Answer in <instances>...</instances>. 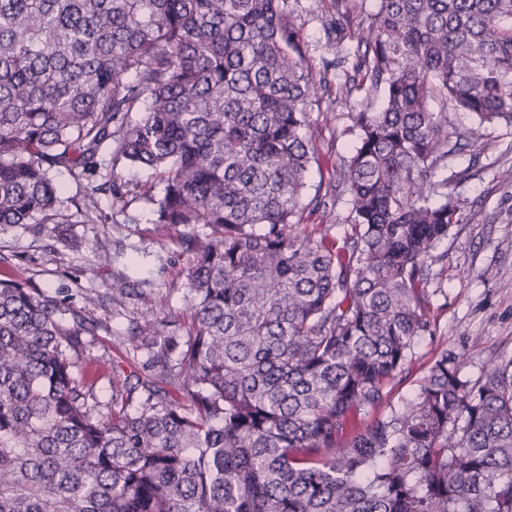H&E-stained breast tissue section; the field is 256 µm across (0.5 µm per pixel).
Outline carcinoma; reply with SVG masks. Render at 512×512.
Wrapping results in <instances>:
<instances>
[{
    "label": "carcinoma",
    "instance_id": "cac0c4a2",
    "mask_svg": "<svg viewBox=\"0 0 512 512\" xmlns=\"http://www.w3.org/2000/svg\"><path fill=\"white\" fill-rule=\"evenodd\" d=\"M349 2L328 45L384 100L349 113L343 234L315 238L318 88L287 0H0V229L63 222L51 170L120 195L125 163L192 254L187 339H124L150 374L112 366L105 403L83 311L0 278V512H512V358L472 381L444 355L354 424L436 334L466 171L434 177L512 125V0H377L355 37ZM70 202L93 220L94 193Z\"/></svg>",
    "mask_w": 512,
    "mask_h": 512
}]
</instances>
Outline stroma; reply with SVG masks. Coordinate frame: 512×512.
Masks as SVG:
<instances>
[{
	"label": "stroma",
	"instance_id": "35a3bbf8",
	"mask_svg": "<svg viewBox=\"0 0 512 512\" xmlns=\"http://www.w3.org/2000/svg\"><path fill=\"white\" fill-rule=\"evenodd\" d=\"M288 5L299 15L314 77L322 82L320 106L310 114L318 158L307 177L311 198L319 184L335 183L339 160L349 152V113L363 101H379L380 94L365 88L342 91L343 72L327 68L333 58L325 35L331 0H288ZM483 134L489 142L483 155L454 162L468 171L450 186L465 204V219L437 247L445 255L434 267L431 313L437 333L415 346L411 361L390 385L388 404L411 398L441 355L462 358V372L471 379L492 362L512 357V180L505 175L512 167V125L490 126ZM114 174L129 190L119 198L98 192L95 222H83L68 203L63 211L70 223L46 225L41 235L21 225L0 230V276L56 298L61 311L85 308L95 320V329L83 338L82 364L100 373L97 394L103 401L112 392L107 374L113 366L147 371L143 364H131L124 337L148 336L159 328L169 336L185 335V327L171 322L170 315L185 307L190 266L177 234H158L151 206L141 196L143 189L157 185L158 175L124 164ZM72 237L79 247L69 245ZM117 277L126 278L129 294H112ZM89 292L98 296V305L86 306Z\"/></svg>",
	"mask_w": 512,
	"mask_h": 512
}]
</instances>
